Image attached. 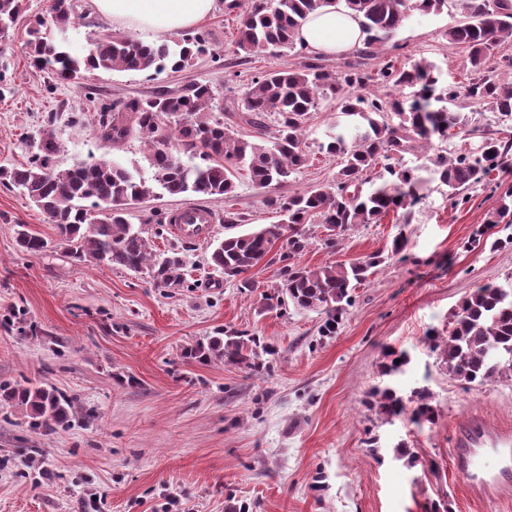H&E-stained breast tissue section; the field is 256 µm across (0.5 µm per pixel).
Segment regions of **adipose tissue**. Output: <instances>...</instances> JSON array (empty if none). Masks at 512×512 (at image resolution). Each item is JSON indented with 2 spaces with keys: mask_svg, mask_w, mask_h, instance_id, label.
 Returning a JSON list of instances; mask_svg holds the SVG:
<instances>
[{
  "mask_svg": "<svg viewBox=\"0 0 512 512\" xmlns=\"http://www.w3.org/2000/svg\"><path fill=\"white\" fill-rule=\"evenodd\" d=\"M92 12L113 24L165 34L187 30L211 13L215 0H89ZM364 35L358 18L347 12L319 9L310 13L296 40L312 53L333 54L360 45Z\"/></svg>",
  "mask_w": 512,
  "mask_h": 512,
  "instance_id": "obj_1",
  "label": "adipose tissue"
}]
</instances>
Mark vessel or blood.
<instances>
[{
  "instance_id": "1",
  "label": "vessel or blood",
  "mask_w": 512,
  "mask_h": 512,
  "mask_svg": "<svg viewBox=\"0 0 512 512\" xmlns=\"http://www.w3.org/2000/svg\"><path fill=\"white\" fill-rule=\"evenodd\" d=\"M216 217L210 209L175 212L171 229L180 238L201 241L212 232ZM452 464L469 489L488 503L512 495V430L474 417L453 437Z\"/></svg>"
}]
</instances>
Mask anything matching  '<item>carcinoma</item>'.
I'll return each mask as SVG.
<instances>
[{"instance_id":"1","label":"carcinoma","mask_w":512,"mask_h":512,"mask_svg":"<svg viewBox=\"0 0 512 512\" xmlns=\"http://www.w3.org/2000/svg\"><path fill=\"white\" fill-rule=\"evenodd\" d=\"M22 3L0 0V40L9 36L19 20ZM457 6L462 20L446 29L442 38L466 53L470 71L466 94L501 119L512 121V55L496 56L499 44L512 39V0H458ZM319 8L346 9L360 19L365 34L356 49L360 62L349 65L340 77L316 58L253 77L242 101V120L262 129L274 118L276 128L269 140L251 141L224 127V113L212 106L211 85L195 83L179 94L163 89L148 98L133 99L125 104L127 117L99 114L103 140L116 144L133 134L144 140L152 182L105 158L60 168L54 163L59 144L52 132L44 131L26 164L0 167V184L18 189L41 211L75 263L145 270L154 285L170 287L183 280L181 251L176 247L153 251L145 229L128 220L129 206L157 189L170 196L192 193L228 199L243 176L260 189L272 190L264 203L281 220L224 235L210 255L211 266L224 274V280L247 290L253 283L246 274L280 243L284 262L280 283L265 295V306L290 302L300 310L321 311L327 316L323 335L336 333L351 304L352 290L383 257L373 254L349 265L300 266L293 259L308 246L304 225L317 220L332 229L325 243L333 248L353 225L377 224L388 214L415 205L431 178L447 187L450 200L458 205L473 184L505 164L512 143L487 137L476 152L450 157L444 148L433 157L424 156L428 165H402L405 155L430 150L436 140L446 145L466 131L468 117L448 107L456 93L448 87L436 89L438 78L431 65L401 66L392 60L372 71L369 61L378 57L413 14H440L448 8V0H259L239 15L236 46L251 56L291 50L302 21ZM75 19L72 0H52L50 19L37 17L31 22L28 57L60 82L78 84L93 71L157 75L169 69L176 73L212 52L209 41L198 34L185 36L174 48L163 41L103 35L92 42L86 55L75 56L55 37ZM371 82L408 88L410 93L400 100L388 94H359ZM328 99L336 102L345 125L329 134L330 141L320 148L340 157L341 167L329 182L287 193L284 188L291 185L290 177L310 160L305 144L310 115ZM183 152L189 154V161L182 160ZM377 168V182L363 191ZM419 171L430 178L417 175ZM16 242L20 251L32 254L49 247L48 240L24 224L19 225ZM428 340L448 375L459 381L483 385L511 374L512 280L474 289L454 313L448 335ZM259 346L254 336L220 330L190 355L201 361L221 358L258 372L262 369L256 352ZM371 397V405L385 419L407 413L413 423L432 424L437 417L424 390L405 397L386 386L374 390ZM1 399L25 409L34 429L66 428L79 413L77 398L50 385L0 383Z\"/></svg>"}]
</instances>
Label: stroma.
Instances as JSON below:
<instances>
[{
	"instance_id": "obj_1",
	"label": "stroma",
	"mask_w": 512,
	"mask_h": 512,
	"mask_svg": "<svg viewBox=\"0 0 512 512\" xmlns=\"http://www.w3.org/2000/svg\"><path fill=\"white\" fill-rule=\"evenodd\" d=\"M77 12L81 19L67 31L65 46L80 56L115 28L87 6ZM460 18L453 6L415 14L395 36L401 61L427 60L440 85L458 91L451 106L468 115L474 132L451 140L452 154L477 150L487 136L512 142V122L464 92V53L442 37ZM235 27L217 0L195 27L213 52L193 67L152 77L98 71L78 88L32 66L26 25L18 23L10 40L0 42V72L12 89L0 99V166L26 163L31 140L49 130L60 146V167L105 157L151 178L141 138L105 142L96 120L129 100L197 82L212 86L225 127L260 140L240 119L247 84L301 56L286 49L246 57L233 42ZM337 116L330 100L312 113L311 162L294 188L335 177L339 159L319 145ZM510 186L512 162L474 185L459 206L430 181L404 219L391 214L354 225L334 248L326 246L322 224L307 225L300 265L383 257L353 291L333 336L321 335L319 312L265 309V294L280 282L279 259L251 271L256 287L249 291L210 266L211 242L225 233L224 212L244 214L246 231L277 220L265 192L248 179L237 181L229 201L163 195L133 206L130 222L146 225L155 251L176 247L185 256L184 279L170 288L154 287L143 273L75 264L59 246L19 252V225L52 241L56 230L19 190L0 186V381L53 385L83 410L70 427L50 433L31 428L24 412L0 401V512H431L443 502L451 512H487L452 471L453 434L474 416L512 427V376L462 385L426 338L447 335L477 286L512 277V224L489 222ZM189 207L215 212L210 239L191 242L156 226L157 217ZM400 234L407 245L396 254L392 242ZM220 329L271 346L264 370L185 358L186 348ZM390 351L407 353L409 362L385 376L380 366ZM386 385L405 396L427 391L435 424L370 411L367 392ZM401 444L414 463L396 454Z\"/></svg>"
}]
</instances>
